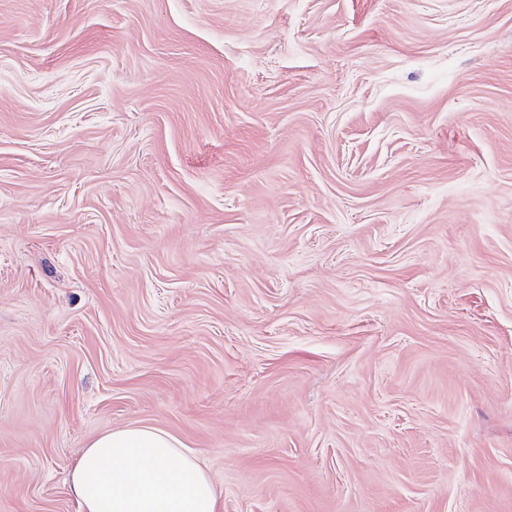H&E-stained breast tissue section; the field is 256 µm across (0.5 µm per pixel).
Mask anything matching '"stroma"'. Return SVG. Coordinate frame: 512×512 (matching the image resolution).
Masks as SVG:
<instances>
[{"label":"stroma","mask_w":512,"mask_h":512,"mask_svg":"<svg viewBox=\"0 0 512 512\" xmlns=\"http://www.w3.org/2000/svg\"><path fill=\"white\" fill-rule=\"evenodd\" d=\"M136 425L221 512H512V0H0V512Z\"/></svg>","instance_id":"obj_1"}]
</instances>
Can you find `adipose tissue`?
<instances>
[{
	"label": "adipose tissue",
	"instance_id": "adipose-tissue-1",
	"mask_svg": "<svg viewBox=\"0 0 512 512\" xmlns=\"http://www.w3.org/2000/svg\"><path fill=\"white\" fill-rule=\"evenodd\" d=\"M67 484L84 512H220L217 490L198 458L155 427L98 435Z\"/></svg>",
	"mask_w": 512,
	"mask_h": 512
}]
</instances>
